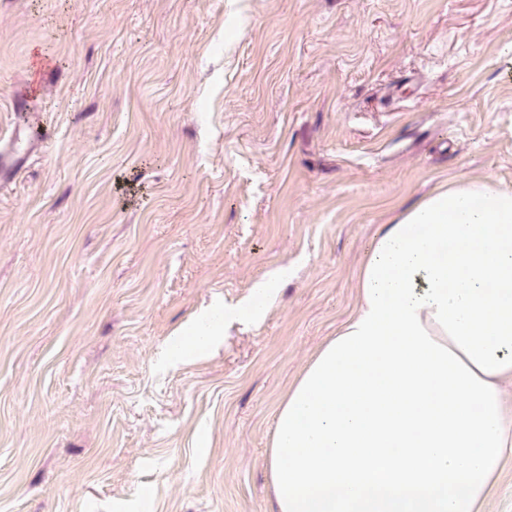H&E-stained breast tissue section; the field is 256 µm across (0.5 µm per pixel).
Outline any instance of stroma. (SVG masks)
<instances>
[{
	"instance_id": "35a3bbf8",
	"label": "stroma",
	"mask_w": 512,
	"mask_h": 512,
	"mask_svg": "<svg viewBox=\"0 0 512 512\" xmlns=\"http://www.w3.org/2000/svg\"><path fill=\"white\" fill-rule=\"evenodd\" d=\"M510 47L512 0H0V139L43 138L0 183V512H276L278 405L377 228L512 189ZM224 331V312L221 306H212L201 312L192 328L181 336H190L191 347L206 351L215 344Z\"/></svg>"
}]
</instances>
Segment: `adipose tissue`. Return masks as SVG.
<instances>
[{
    "label": "adipose tissue",
    "mask_w": 512,
    "mask_h": 512,
    "mask_svg": "<svg viewBox=\"0 0 512 512\" xmlns=\"http://www.w3.org/2000/svg\"><path fill=\"white\" fill-rule=\"evenodd\" d=\"M355 288L278 406L277 512H493L512 457V189L438 186L379 227Z\"/></svg>",
    "instance_id": "1"
}]
</instances>
